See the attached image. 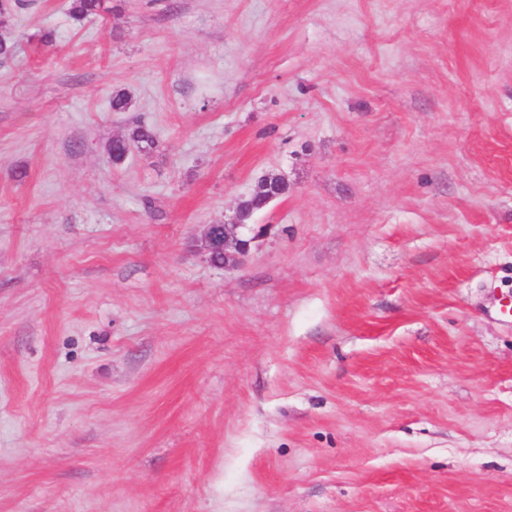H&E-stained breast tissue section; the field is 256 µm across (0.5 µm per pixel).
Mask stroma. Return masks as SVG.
Wrapping results in <instances>:
<instances>
[{
  "label": "stroma",
  "instance_id": "1",
  "mask_svg": "<svg viewBox=\"0 0 512 512\" xmlns=\"http://www.w3.org/2000/svg\"><path fill=\"white\" fill-rule=\"evenodd\" d=\"M0 37V512H512V0H30ZM132 144H135L141 150L152 148L154 145V136L151 128L139 122L131 128L128 135L114 139L110 145L112 160L115 163L122 162ZM244 203L245 221L248 224H238L239 216L236 213L234 224L227 228H232L231 233L226 240H220L213 233L215 224L207 225L203 237L202 246L205 252L223 250L224 254L217 253L213 256L211 263L217 267H224V269H233L239 266L243 258L248 254L251 244L255 241L256 235L254 233L252 223L254 216L260 211L264 210L269 203L265 202L264 198L253 197L251 193L241 200ZM247 230V232L244 231Z\"/></svg>",
  "mask_w": 512,
  "mask_h": 512
}]
</instances>
